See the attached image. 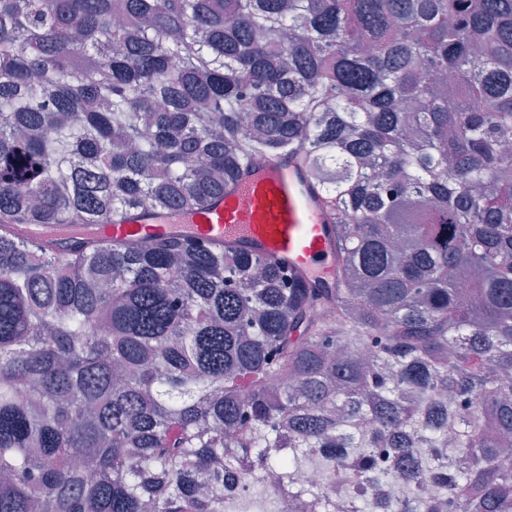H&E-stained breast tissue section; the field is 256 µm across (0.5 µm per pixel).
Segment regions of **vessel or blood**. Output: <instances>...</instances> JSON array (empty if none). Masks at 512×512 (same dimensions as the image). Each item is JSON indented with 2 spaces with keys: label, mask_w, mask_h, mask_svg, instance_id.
Listing matches in <instances>:
<instances>
[{
  "label": "vessel or blood",
  "mask_w": 512,
  "mask_h": 512,
  "mask_svg": "<svg viewBox=\"0 0 512 512\" xmlns=\"http://www.w3.org/2000/svg\"><path fill=\"white\" fill-rule=\"evenodd\" d=\"M145 229L130 223L108 226V238L148 243L166 236L201 237L214 246L231 244L271 258L298 277L320 284L332 279L337 255L334 219L303 167L270 159L233 183L203 213L140 216Z\"/></svg>",
  "instance_id": "1"
}]
</instances>
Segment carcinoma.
Instances as JSON below:
<instances>
[{
  "label": "carcinoma",
  "instance_id": "obj_1",
  "mask_svg": "<svg viewBox=\"0 0 512 512\" xmlns=\"http://www.w3.org/2000/svg\"><path fill=\"white\" fill-rule=\"evenodd\" d=\"M509 143L512 0H0V512H226L228 469L271 512L393 476L394 512H512ZM273 157L336 218L330 284L20 236Z\"/></svg>",
  "mask_w": 512,
  "mask_h": 512
}]
</instances>
